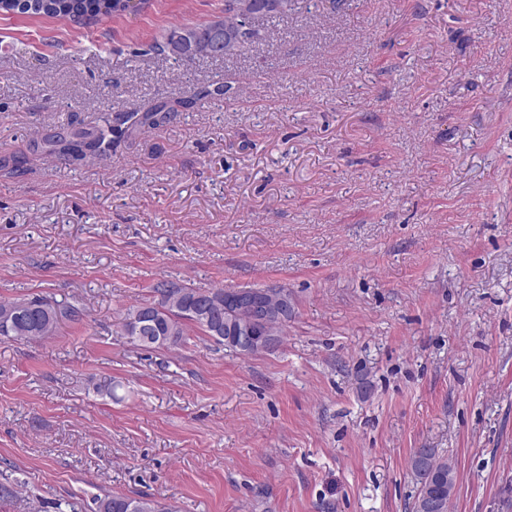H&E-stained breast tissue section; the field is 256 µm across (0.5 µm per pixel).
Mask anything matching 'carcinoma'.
Returning a JSON list of instances; mask_svg holds the SVG:
<instances>
[{
  "instance_id": "1",
  "label": "carcinoma",
  "mask_w": 512,
  "mask_h": 512,
  "mask_svg": "<svg viewBox=\"0 0 512 512\" xmlns=\"http://www.w3.org/2000/svg\"><path fill=\"white\" fill-rule=\"evenodd\" d=\"M293 0H224V16L195 27L171 32L157 50L178 63L198 57L234 58L266 41V22L270 18H286ZM0 10L32 17H68L73 19L108 17L119 12L117 0H0ZM224 96V85L211 90L197 86L189 96L173 103L159 102L148 108L135 104L119 114L121 125L105 124L89 129H62L45 138L48 154L64 161L83 160L88 156L106 155L112 144L109 135L116 132L133 134L158 126L170 119L178 108L213 95ZM155 306L151 335L163 336L166 348L180 344L189 328L194 327L216 342L224 343V333L213 332L212 324L248 325L255 317L253 309L239 304L226 288L207 291L160 282L153 287ZM80 309L65 301L47 298L17 299L0 302V322L10 328L0 330V339L31 341L55 334L64 321L80 318ZM409 467L419 485L412 512H448L454 496L456 470L454 464L434 448H418L409 459ZM96 512H164L153 500L144 497L105 494L95 500Z\"/></svg>"
}]
</instances>
